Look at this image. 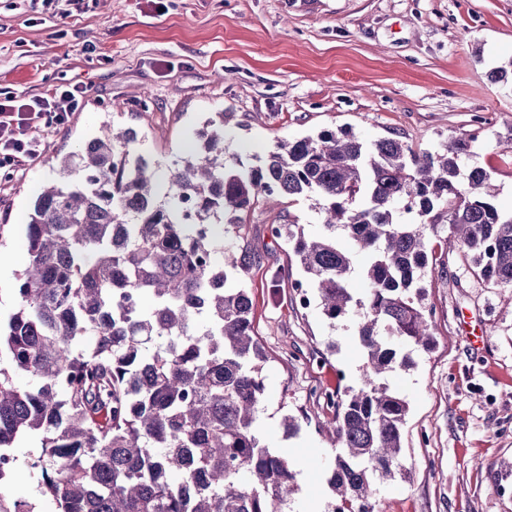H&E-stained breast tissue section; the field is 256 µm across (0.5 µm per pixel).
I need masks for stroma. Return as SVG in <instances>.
Returning <instances> with one entry per match:
<instances>
[{
	"label": "stroma",
	"instance_id": "1",
	"mask_svg": "<svg viewBox=\"0 0 512 512\" xmlns=\"http://www.w3.org/2000/svg\"><path fill=\"white\" fill-rule=\"evenodd\" d=\"M42 0H0V93L32 97L84 83L89 94L68 126L42 137V152L0 168V315L14 306L26 265L24 226L40 187L62 177L59 157L103 123L138 133L137 150L159 175L198 153L206 120L231 113L224 146L243 161L278 141L324 129L364 141L401 136L434 151L472 138L465 166L483 168L512 210V85L487 74L512 64V0H77L71 15ZM318 228L309 201L256 203L242 243L259 259L244 280L267 356L257 430L287 456L299 490L288 512L328 502L335 445L328 398L354 385L362 351L352 317L329 323L302 307L274 273H304L269 227ZM434 344L405 352L391 383L409 404L402 455L409 479L383 484L377 512H512V288L485 286L458 255L424 282ZM483 327L472 346L461 315ZM301 417L287 437L285 414Z\"/></svg>",
	"mask_w": 512,
	"mask_h": 512
}]
</instances>
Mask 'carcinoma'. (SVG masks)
<instances>
[{
    "label": "carcinoma",
    "mask_w": 512,
    "mask_h": 512,
    "mask_svg": "<svg viewBox=\"0 0 512 512\" xmlns=\"http://www.w3.org/2000/svg\"><path fill=\"white\" fill-rule=\"evenodd\" d=\"M228 119L208 122L164 192L131 149L138 133L109 123L37 195L0 323V512H37L4 489L28 433L41 452L27 466L54 512H288L297 472L256 430L266 355L238 275L257 256L234 243L239 213L260 198L312 202L316 233L291 220L270 232L288 240L329 323L358 318L360 377L329 398L327 512H375L378 485L409 475L408 404L388 375L407 362L398 346L434 342L422 282L456 251L483 282L512 287V211L495 205L484 169L464 168L472 138L418 154L323 130L248 165L224 154Z\"/></svg>",
    "instance_id": "obj_1"
}]
</instances>
